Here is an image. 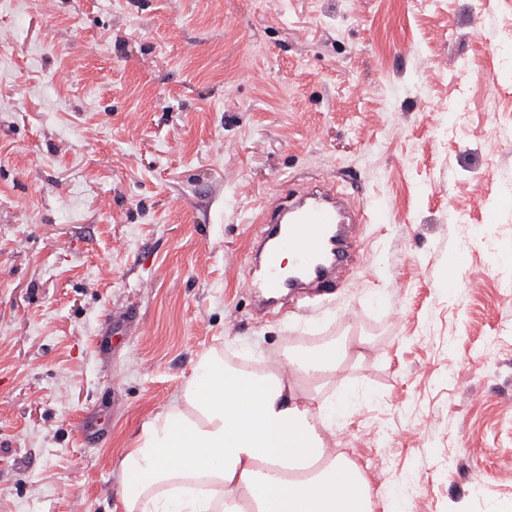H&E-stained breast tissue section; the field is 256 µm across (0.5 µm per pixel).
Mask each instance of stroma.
Returning a JSON list of instances; mask_svg holds the SVG:
<instances>
[{
	"label": "stroma",
	"mask_w": 512,
	"mask_h": 512,
	"mask_svg": "<svg viewBox=\"0 0 512 512\" xmlns=\"http://www.w3.org/2000/svg\"><path fill=\"white\" fill-rule=\"evenodd\" d=\"M2 28L0 512H122L120 451L202 354L344 336L369 351L313 389L360 393L336 445L372 512H512V0H0ZM322 177L361 249L258 313L260 213Z\"/></svg>",
	"instance_id": "stroma-1"
}]
</instances>
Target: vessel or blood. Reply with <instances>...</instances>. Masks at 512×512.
<instances>
[{
	"instance_id": "b4317fda",
	"label": "vessel or blood",
	"mask_w": 512,
	"mask_h": 512,
	"mask_svg": "<svg viewBox=\"0 0 512 512\" xmlns=\"http://www.w3.org/2000/svg\"><path fill=\"white\" fill-rule=\"evenodd\" d=\"M263 221V274L259 280L247 281L246 288L259 287L276 297L305 288L321 294L337 287L347 260L346 227L366 223L367 218L357 212L350 197L325 180L268 211ZM284 250L294 258L288 272L279 261Z\"/></svg>"
}]
</instances>
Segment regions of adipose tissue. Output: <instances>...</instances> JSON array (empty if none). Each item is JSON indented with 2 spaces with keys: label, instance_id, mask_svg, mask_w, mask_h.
<instances>
[{
  "label": "adipose tissue",
  "instance_id": "1",
  "mask_svg": "<svg viewBox=\"0 0 512 512\" xmlns=\"http://www.w3.org/2000/svg\"><path fill=\"white\" fill-rule=\"evenodd\" d=\"M366 347L331 340L243 368L203 355L122 450L123 512H369L368 480L334 449L335 402L304 387Z\"/></svg>",
  "mask_w": 512,
  "mask_h": 512
}]
</instances>
